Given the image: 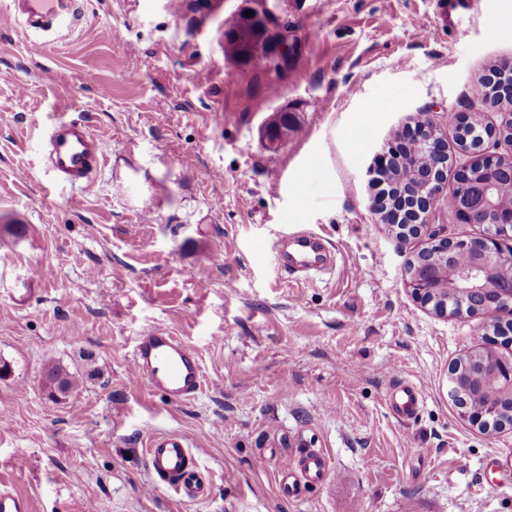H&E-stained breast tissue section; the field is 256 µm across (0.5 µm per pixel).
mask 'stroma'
Listing matches in <instances>:
<instances>
[{
  "label": "stroma",
  "instance_id": "1",
  "mask_svg": "<svg viewBox=\"0 0 512 512\" xmlns=\"http://www.w3.org/2000/svg\"><path fill=\"white\" fill-rule=\"evenodd\" d=\"M442 3L75 0V26L40 29L0 0V477L34 512H512V428L478 432L449 396L487 320L415 302L405 268L429 239L401 243L370 208L369 166L425 114L453 157L433 230L485 233L448 213L455 117L500 123L473 88L512 61V0H456L447 19ZM262 6L288 31L279 69L224 53ZM281 112L297 130L270 151ZM61 117L108 144L80 187L46 164ZM296 232L323 239L327 270L279 266ZM153 326L198 356L194 398L131 380ZM52 363L79 378L68 395L50 393ZM402 385L424 397L407 419L389 408ZM163 432L190 443L205 497L153 479L145 448ZM311 449L332 477L282 496V459Z\"/></svg>",
  "mask_w": 512,
  "mask_h": 512
}]
</instances>
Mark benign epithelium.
Listing matches in <instances>:
<instances>
[{
	"label": "benign epithelium",
	"mask_w": 512,
	"mask_h": 512,
	"mask_svg": "<svg viewBox=\"0 0 512 512\" xmlns=\"http://www.w3.org/2000/svg\"><path fill=\"white\" fill-rule=\"evenodd\" d=\"M512 71V63L497 66L486 82L494 86L493 95L483 101L494 105L512 102V84L498 82L499 74ZM464 138L476 137L471 151V166L490 174L500 172L512 181V154H491L485 141L492 138L512 143V125H499L479 131L466 118L457 124ZM428 141L434 163L420 169L418 186L413 191L386 192L375 204L381 223L389 226L404 241L426 235L431 245L409 259L406 282L411 294L440 317L462 313L480 314L487 321L485 338L495 346L512 345V321L503 322L500 313L512 307V247L503 240L512 238V207L497 206L494 179L475 183L472 190L449 195L451 211L463 224L473 223L476 213L487 215V233L471 240L440 239L429 230V219L442 191L450 155L448 141L430 119L417 121V132L401 150L387 149L378 158L382 180L390 174L389 161L408 152L421 141ZM450 393L461 396L475 392L484 397L480 407L465 399L456 401L461 420L483 431L512 427V359L499 356L488 347H479L464 355L450 370Z\"/></svg>",
	"instance_id": "7a95c632"
}]
</instances>
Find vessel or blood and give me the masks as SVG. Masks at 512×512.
<instances>
[{
  "label": "vessel or blood",
  "instance_id": "vessel-or-blood-1",
  "mask_svg": "<svg viewBox=\"0 0 512 512\" xmlns=\"http://www.w3.org/2000/svg\"><path fill=\"white\" fill-rule=\"evenodd\" d=\"M18 14L28 25L50 23L60 18H75L70 0H12ZM49 170L65 184H87L97 173L107 152V143L96 136L86 124L59 119L48 130ZM316 240L297 238L291 250H280L278 261L292 268L289 253L303 256L319 251ZM131 372L137 382L159 391L171 400L183 401L196 395L203 386L199 361L191 348L167 330L153 327L142 332L133 352ZM419 393L403 386L391 398L393 411L401 417L414 415ZM146 462L153 476L198 498L208 492L207 480L187 440L176 433L153 436L145 450ZM326 457L310 452L284 462L280 471L283 495H291L298 479L314 481L328 477ZM0 512H33L31 501L0 483Z\"/></svg>",
  "mask_w": 512,
  "mask_h": 512
}]
</instances>
